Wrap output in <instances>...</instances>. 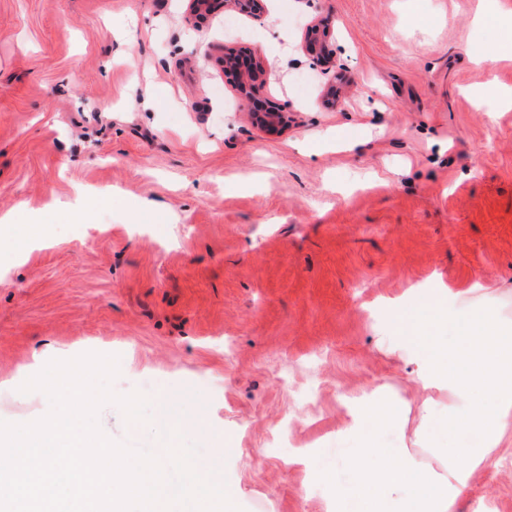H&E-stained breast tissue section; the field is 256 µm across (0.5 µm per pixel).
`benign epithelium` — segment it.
Returning <instances> with one entry per match:
<instances>
[{"label": "benign epithelium", "instance_id": "obj_1", "mask_svg": "<svg viewBox=\"0 0 512 512\" xmlns=\"http://www.w3.org/2000/svg\"><path fill=\"white\" fill-rule=\"evenodd\" d=\"M224 5H230L253 18H259L265 12L263 0H224ZM305 50L317 65L324 68L325 73L331 75V84L322 99L323 106L336 107L335 59L329 35L317 29L310 30L305 37ZM221 64L224 73L236 78V91L242 110L251 112L254 103L264 100V111L252 112L254 124L268 136L283 134L288 129V111L286 107L264 98L269 74L263 63L234 50H226Z\"/></svg>", "mask_w": 512, "mask_h": 512}]
</instances>
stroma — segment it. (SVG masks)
I'll list each match as a JSON object with an SVG mask.
<instances>
[{"label": "stroma", "instance_id": "35a3bbf8", "mask_svg": "<svg viewBox=\"0 0 512 512\" xmlns=\"http://www.w3.org/2000/svg\"><path fill=\"white\" fill-rule=\"evenodd\" d=\"M266 0L255 20L190 0H0V216L45 224L0 251V420L49 411L17 388L53 359L119 356L116 394L154 384L152 426L105 405L111 439L178 423L240 512H336L352 418L404 402L382 441L436 458L453 400L423 390L397 327L435 291L512 321V0ZM326 23L342 102L301 48ZM263 59L290 123L268 136L218 59ZM112 202L87 209L93 194ZM458 512H512V416Z\"/></svg>", "mask_w": 512, "mask_h": 512}]
</instances>
